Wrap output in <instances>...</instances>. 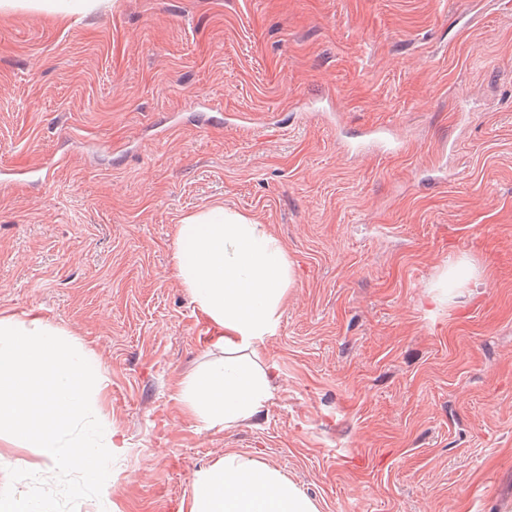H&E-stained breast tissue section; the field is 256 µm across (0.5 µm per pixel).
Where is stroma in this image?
Returning <instances> with one entry per match:
<instances>
[{"label":"stroma","instance_id":"1","mask_svg":"<svg viewBox=\"0 0 512 512\" xmlns=\"http://www.w3.org/2000/svg\"><path fill=\"white\" fill-rule=\"evenodd\" d=\"M215 202L295 284L264 406L202 430L178 385L219 353L174 237ZM32 311L106 378L121 512H179L232 451L318 512H512V0L0 9V312ZM44 468L0 439V487ZM475 271L471 261L461 256L455 261L448 262V270L441 276L437 288H442L448 294V300L455 288L465 287L474 277Z\"/></svg>","mask_w":512,"mask_h":512}]
</instances>
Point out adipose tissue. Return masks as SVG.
<instances>
[{"instance_id":"ef3b65f1","label":"adipose tissue","mask_w":512,"mask_h":512,"mask_svg":"<svg viewBox=\"0 0 512 512\" xmlns=\"http://www.w3.org/2000/svg\"><path fill=\"white\" fill-rule=\"evenodd\" d=\"M177 276L197 313L200 339L221 356L179 385L185 413L204 428L257 414L279 377L275 361L253 357L275 335L295 272L267 225L221 205L184 216L176 226ZM187 512H317L312 500L256 459L225 453L196 472Z\"/></svg>"}]
</instances>
